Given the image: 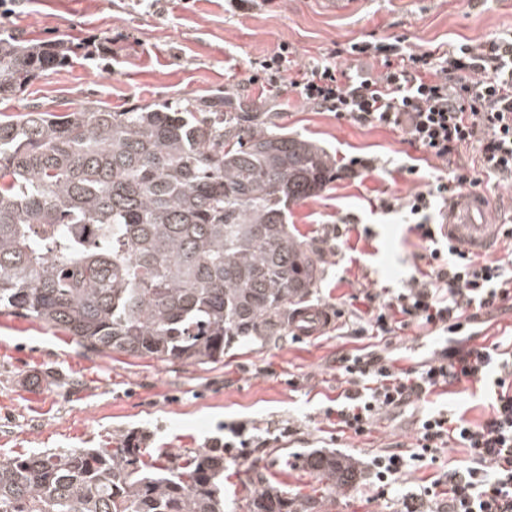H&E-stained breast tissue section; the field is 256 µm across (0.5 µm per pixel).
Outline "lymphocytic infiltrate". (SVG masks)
<instances>
[{"label": "lymphocytic infiltrate", "mask_w": 512, "mask_h": 512, "mask_svg": "<svg viewBox=\"0 0 512 512\" xmlns=\"http://www.w3.org/2000/svg\"><path fill=\"white\" fill-rule=\"evenodd\" d=\"M378 58L379 76L341 68L338 58ZM292 87L301 99L337 119L401 132L405 142L440 160L447 174L392 201L424 243L425 269H414L399 292L367 294L366 311L336 309L347 335L392 336L413 325L442 337L443 347L395 368L389 351L364 347L336 358L346 387L336 399V425L369 433L387 412L433 389L465 380L483 383L489 411L470 422L443 410L416 421L407 450L374 457L378 496L436 463L448 444L466 452L463 466L435 475L432 486L407 496L401 512H512V350L481 340L482 327L512 301V266L461 250L442 226L466 188L484 179L512 180V31L480 43L464 41L439 54L401 42L353 40L337 45ZM473 151L476 164L462 160Z\"/></svg>", "instance_id": "lymphocytic-infiltrate-1"}]
</instances>
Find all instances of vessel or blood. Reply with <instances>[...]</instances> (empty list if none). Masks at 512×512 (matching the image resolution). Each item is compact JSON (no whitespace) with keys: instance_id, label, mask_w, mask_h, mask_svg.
<instances>
[{"instance_id":"1","label":"vessel or blood","mask_w":512,"mask_h":512,"mask_svg":"<svg viewBox=\"0 0 512 512\" xmlns=\"http://www.w3.org/2000/svg\"><path fill=\"white\" fill-rule=\"evenodd\" d=\"M489 208L490 202L486 198H461L456 207L448 213V222L443 227L444 233L451 236L455 243L475 254H496L497 227L486 220Z\"/></svg>"}]
</instances>
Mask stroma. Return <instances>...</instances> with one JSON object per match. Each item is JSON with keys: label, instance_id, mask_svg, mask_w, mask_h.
Instances as JSON below:
<instances>
[{"label": "stroma", "instance_id": "35a3bbf8", "mask_svg": "<svg viewBox=\"0 0 512 512\" xmlns=\"http://www.w3.org/2000/svg\"><path fill=\"white\" fill-rule=\"evenodd\" d=\"M1 31L29 40L68 36L93 48L68 66L46 72L22 94L0 100V113L29 105L72 111L86 100L115 111L145 104L194 105L241 99L261 112L264 127L281 128L323 147L335 165L318 197L288 209V221L321 249L322 275L310 308L334 311L365 293L392 294L423 247L399 211L380 202L413 190L403 174L415 164L429 176L444 164L403 142L400 133L337 120L289 91L287 83L327 58L335 43L406 38L409 46L448 51L465 40L512 31V0H15ZM287 45L283 83L253 81L254 60ZM374 159L376 170L353 178L350 157ZM345 223L338 245L325 244L332 225ZM354 336L327 327L313 336L288 335L226 350L219 362L195 365L123 353H100L66 331L11 311L0 312V460L35 452L112 448L132 432L144 434L147 456L199 450L223 440L226 427L277 430L276 438L230 449L224 468L225 503H244L255 474L301 498L315 512H399L402 497L433 476L417 471L388 497L377 498L371 462L382 450L407 446L422 411H464L477 421L485 398L465 381L385 414L357 437L326 417L342 389L336 356L361 347ZM336 452L357 468L344 489L319 482L304 459Z\"/></svg>", "mask_w": 512, "mask_h": 512}]
</instances>
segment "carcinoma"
I'll list each match as a JSON object with an SVG mask.
<instances>
[{
    "instance_id": "cac0c4a2",
    "label": "carcinoma",
    "mask_w": 512,
    "mask_h": 512,
    "mask_svg": "<svg viewBox=\"0 0 512 512\" xmlns=\"http://www.w3.org/2000/svg\"><path fill=\"white\" fill-rule=\"evenodd\" d=\"M69 38L0 35V96L73 60ZM95 101L0 118V309L66 330L85 346L208 364L236 344L288 334L320 279L317 251L288 207L320 193L332 160L256 112ZM331 488L352 464L308 454ZM224 448L143 460L115 448L0 460V512H225ZM246 512H312L252 478Z\"/></svg>"
}]
</instances>
